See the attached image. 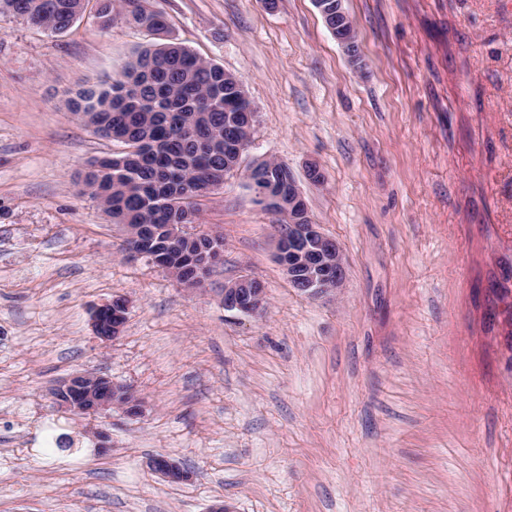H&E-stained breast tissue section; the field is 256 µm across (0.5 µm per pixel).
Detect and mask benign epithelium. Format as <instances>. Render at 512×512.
<instances>
[{
	"mask_svg": "<svg viewBox=\"0 0 512 512\" xmlns=\"http://www.w3.org/2000/svg\"><path fill=\"white\" fill-rule=\"evenodd\" d=\"M325 24L342 45L351 64L361 67L362 59L357 34L343 7L342 0H315ZM255 202L264 210L284 217L288 221L285 233L277 239L276 259L288 281L298 292L319 298L336 292L345 279L342 252L336 240L321 231V225L311 217L303 194L295 179H288V198L274 196L262 176L261 163L254 164L247 173ZM127 241L133 246L137 258L148 261L172 275L177 272L167 262V251L181 243L200 240L197 233L187 231L185 224H167L164 235L149 237L138 224L125 225ZM224 249L211 243L200 254H188L193 269L195 287L204 285L208 272L223 261ZM266 306L263 283L242 277L224 284V309L246 316L260 314ZM129 311L127 298L117 295L94 308L92 326L96 337L107 344L119 337ZM57 407L74 415H97L114 408L130 416L142 412L143 404L132 387L112 381L103 375L78 374L61 382L53 391ZM151 469L170 483L180 484L191 479V472L169 456L150 459Z\"/></svg>",
	"mask_w": 512,
	"mask_h": 512,
	"instance_id": "1",
	"label": "benign epithelium"
}]
</instances>
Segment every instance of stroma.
Wrapping results in <instances>:
<instances>
[{"mask_svg": "<svg viewBox=\"0 0 512 512\" xmlns=\"http://www.w3.org/2000/svg\"><path fill=\"white\" fill-rule=\"evenodd\" d=\"M141 3L254 110L238 170L198 199L224 261L195 291L127 260L80 183L124 146L69 100L154 35L102 27L97 0L60 34L0 17V512H512V0H343L359 69L314 0ZM263 159L340 245L336 295L276 262L245 178ZM243 276L259 317L224 309ZM116 295L105 345L91 314ZM76 373L133 386L142 414L64 413ZM266 289L263 283L250 277H242L224 285V309L253 316L266 306ZM128 311L129 301L121 295L95 307L91 318L96 337L105 344L117 339L126 322ZM151 469L170 483L180 484L191 479V472L183 464L169 456H156L150 459Z\"/></svg>", "mask_w": 512, "mask_h": 512, "instance_id": "stroma-1", "label": "stroma"}]
</instances>
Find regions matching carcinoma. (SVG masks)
<instances>
[{
  "mask_svg": "<svg viewBox=\"0 0 512 512\" xmlns=\"http://www.w3.org/2000/svg\"><path fill=\"white\" fill-rule=\"evenodd\" d=\"M86 0H0L9 12L54 33L66 31ZM97 18L110 27L123 17L153 33L167 31L160 13L136 0H99ZM226 71L175 43L138 49L110 81L76 93L75 111L99 134L128 150L107 157L83 185L118 224H193L199 184L225 175L232 148L248 146L252 112L245 91Z\"/></svg>",
  "mask_w": 512,
  "mask_h": 512,
  "instance_id": "1",
  "label": "carcinoma"
}]
</instances>
